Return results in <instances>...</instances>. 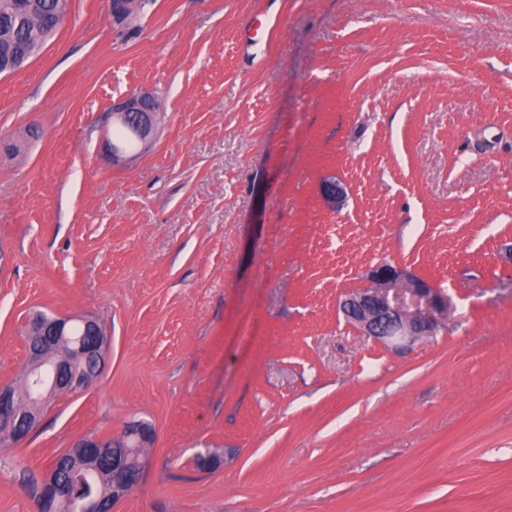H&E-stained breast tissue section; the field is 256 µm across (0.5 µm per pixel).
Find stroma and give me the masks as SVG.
Returning a JSON list of instances; mask_svg holds the SVG:
<instances>
[{"label": "stroma", "mask_w": 512, "mask_h": 512, "mask_svg": "<svg viewBox=\"0 0 512 512\" xmlns=\"http://www.w3.org/2000/svg\"><path fill=\"white\" fill-rule=\"evenodd\" d=\"M132 92L157 137L116 167ZM0 140V383L32 312L110 335L102 375L0 452V512L139 418L117 512H512V0H150L130 33L68 0L0 75ZM382 262L451 303L405 352L339 309ZM155 98L148 92L131 94L126 98L112 104L113 125L118 124L123 127L113 129L112 138L106 136L104 140V150L112 158V164L117 165L134 157L129 155L130 151L138 148V143L147 144L152 141L154 136V112ZM137 141H135L129 130ZM115 141H112V140ZM120 141L126 144L127 150L117 143Z\"/></svg>", "instance_id": "stroma-1"}]
</instances>
